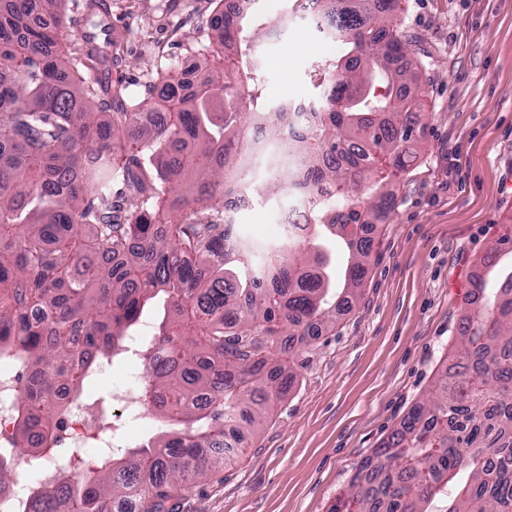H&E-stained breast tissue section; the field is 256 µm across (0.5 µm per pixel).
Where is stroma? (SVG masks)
Here are the masks:
<instances>
[{
	"label": "stroma",
	"instance_id": "obj_1",
	"mask_svg": "<svg viewBox=\"0 0 512 512\" xmlns=\"http://www.w3.org/2000/svg\"><path fill=\"white\" fill-rule=\"evenodd\" d=\"M112 80L141 97L179 67L208 59L216 0H111ZM279 30L254 59L262 95L316 104L314 71L342 54L313 0H246ZM400 27L424 107L411 162L379 213L358 299L291 358L295 378L242 453L172 500L175 512H328L374 448L433 388L456 352L480 275L476 256L512 227V0H406ZM289 194L236 212L237 233L264 262L281 240Z\"/></svg>",
	"mask_w": 512,
	"mask_h": 512
}]
</instances>
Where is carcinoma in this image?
Masks as SVG:
<instances>
[{"label":"carcinoma","instance_id":"1","mask_svg":"<svg viewBox=\"0 0 512 512\" xmlns=\"http://www.w3.org/2000/svg\"><path fill=\"white\" fill-rule=\"evenodd\" d=\"M64 0H0V355H20L13 448L0 453V498L14 492L12 458L41 456L54 422L86 396L101 361L136 335L145 308L164 315L147 348L144 401L168 431L92 472L58 469L33 483L24 512H167L174 491L236 460L224 434L255 429L294 380L271 355L291 354L283 331L304 342L357 297L369 247L364 229L392 208V180L407 170L422 103L406 55L401 0H336L322 25L347 52L326 62L316 87L322 109L296 135L288 113L262 97L252 54L262 23L224 10L211 21L224 75L208 62L182 93L177 76L125 97L97 73L112 60L90 40L68 52ZM97 0L76 17L99 23ZM109 112L110 121L101 115ZM163 113L141 139L126 137L142 112ZM271 139L298 144L305 169L271 185L302 191L311 246L285 236L262 276L251 249L224 246L233 224L216 208L249 191L241 157L246 115ZM371 183L373 207L361 206ZM346 255L343 283L325 243ZM501 240L481 260L460 326L456 365L415 403L351 490L329 512H512V251Z\"/></svg>","mask_w":512,"mask_h":512}]
</instances>
